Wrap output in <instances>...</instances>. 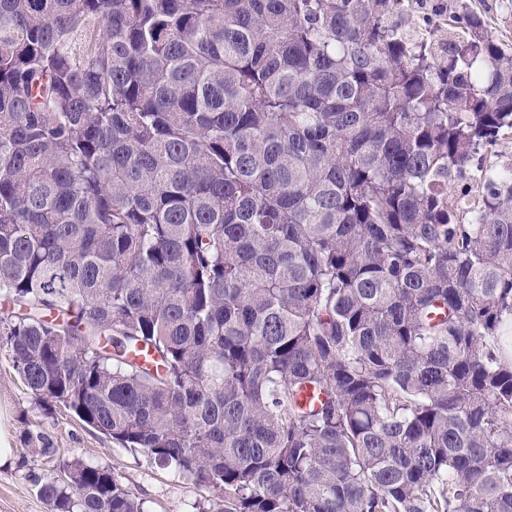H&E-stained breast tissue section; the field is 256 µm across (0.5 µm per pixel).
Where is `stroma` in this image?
I'll return each mask as SVG.
<instances>
[{
	"label": "stroma",
	"mask_w": 512,
	"mask_h": 512,
	"mask_svg": "<svg viewBox=\"0 0 512 512\" xmlns=\"http://www.w3.org/2000/svg\"><path fill=\"white\" fill-rule=\"evenodd\" d=\"M0 421L6 424L14 452L0 463V512H48L36 484L53 478L60 464L81 459L110 468L118 481L141 500L144 512H197L210 494L157 465L144 452L112 445L66 411L42 412L13 371L6 347L0 346ZM43 424L54 439L53 462L32 456L24 442L26 423Z\"/></svg>",
	"instance_id": "1"
}]
</instances>
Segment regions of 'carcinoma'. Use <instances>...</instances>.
Returning <instances> with one entry per match:
<instances>
[{"label":"carcinoma","mask_w":512,"mask_h":512,"mask_svg":"<svg viewBox=\"0 0 512 512\" xmlns=\"http://www.w3.org/2000/svg\"><path fill=\"white\" fill-rule=\"evenodd\" d=\"M447 11L0 0V344L36 404L218 512H512V51ZM59 470L48 512H144Z\"/></svg>","instance_id":"1"}]
</instances>
